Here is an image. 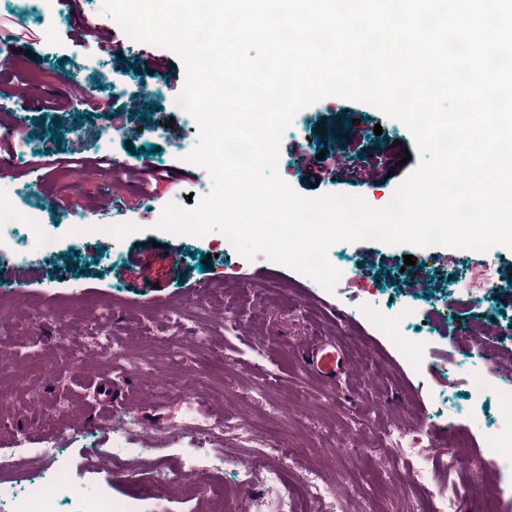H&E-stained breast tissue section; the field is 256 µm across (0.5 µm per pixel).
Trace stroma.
I'll return each instance as SVG.
<instances>
[{
	"mask_svg": "<svg viewBox=\"0 0 512 512\" xmlns=\"http://www.w3.org/2000/svg\"><path fill=\"white\" fill-rule=\"evenodd\" d=\"M102 0H79V23L57 27L42 40L44 19L56 15L57 0H0V38L25 45L21 65L42 72L44 89L56 93L67 82L87 90L113 89L124 123L138 137L113 133L106 143L114 158L136 170L149 161L162 171L184 168V154L198 140L186 113L169 108L182 92L186 72L173 51L150 43L123 46L128 65L112 72L105 52L77 46L81 22L105 29L109 17ZM23 74L0 68V117L22 119L37 142L51 144L60 157L89 151L80 132L96 136L95 121L83 106L51 112L22 96ZM143 95L144 112L126 109L127 94ZM382 134H375V127ZM415 142L407 127L378 108L355 100L327 97L298 112L282 137V179L306 198H362L385 208L417 159L405 152ZM332 155L337 167L370 171L351 185L316 183L306 160ZM6 176L21 189L22 204L42 210L45 230L57 241L48 258L29 253L22 232L0 237V257L31 269L29 283L0 287V358L10 370L0 375V448L17 437L40 436L65 425L71 432L49 452L29 453L9 481L15 491L51 462L65 472L56 512H75L77 499L108 485L113 499L135 500L139 512H211L207 489L224 488L223 512H251L254 496L277 503L288 495V512H325L323 501L301 490L304 478L321 473L344 512H431L430 487L443 484L442 463L452 462L456 478L467 484L468 512H512V465L493 462L487 452L503 410L498 392H474L472 375L483 373L512 387V249L488 252L435 247L433 252L381 241L339 243L329 251L341 270L334 290L294 269L248 260L225 248L224 238H205L156 230L171 203L208 193L210 180L164 182L153 195L136 179L102 174L85 177L68 166L36 168L28 153L12 158ZM110 187L123 210L115 221H133L131 231L113 240L74 239L70 222L88 217L101 187ZM67 204L70 222L57 212ZM412 266H405V256ZM208 272H201V265ZM457 306H449V299ZM412 306L416 315L395 323L397 311ZM112 312L109 329L130 355L155 362L144 374L120 369L95 353L88 341L93 318ZM182 311L181 335L204 330L214 336L212 351L191 350L169 363L161 337L170 335L168 316ZM390 318L377 325L373 314ZM417 342V360H408L397 337ZM332 339L350 367L346 380L328 386L304 369L299 349ZM83 349L79 373L68 355ZM177 374L183 390L163 401L154 383ZM199 404L223 415L224 435L213 446L218 466L200 471L193 482L182 476L187 461L186 409ZM130 429L127 449L112 444L98 429L100 414ZM454 423L447 441L436 430ZM250 425L286 448L281 480L261 484L264 459L258 449L241 447L240 427ZM400 429L410 439L404 453L391 452L385 439ZM428 460L423 479L411 462ZM158 475L160 486L143 485Z\"/></svg>",
	"mask_w": 512,
	"mask_h": 512,
	"instance_id": "1",
	"label": "stroma"
}]
</instances>
